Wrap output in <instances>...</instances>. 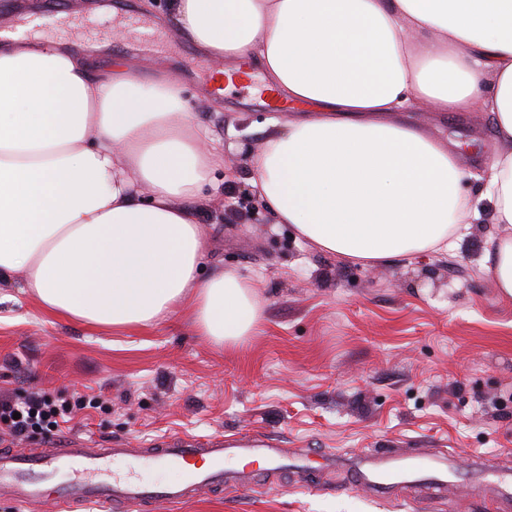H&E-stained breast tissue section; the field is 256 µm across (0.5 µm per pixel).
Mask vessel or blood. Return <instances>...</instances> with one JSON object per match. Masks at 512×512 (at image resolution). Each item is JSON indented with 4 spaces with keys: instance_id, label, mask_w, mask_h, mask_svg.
Returning a JSON list of instances; mask_svg holds the SVG:
<instances>
[{
    "instance_id": "1",
    "label": "vessel or blood",
    "mask_w": 512,
    "mask_h": 512,
    "mask_svg": "<svg viewBox=\"0 0 512 512\" xmlns=\"http://www.w3.org/2000/svg\"><path fill=\"white\" fill-rule=\"evenodd\" d=\"M281 456L273 443L250 438L229 444L217 439L205 445L168 438L151 448L121 442L90 447L72 441L45 451L0 449V495L24 505L54 499L89 512H128L133 505L181 503L230 480L245 482L246 463L269 464ZM232 459L243 460V467L226 470ZM174 466L183 472L180 481L153 480V473Z\"/></svg>"
}]
</instances>
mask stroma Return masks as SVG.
<instances>
[{
    "mask_svg": "<svg viewBox=\"0 0 512 512\" xmlns=\"http://www.w3.org/2000/svg\"><path fill=\"white\" fill-rule=\"evenodd\" d=\"M112 4L113 13L100 12ZM0 0V24L29 13L79 9L86 27L56 40H111L133 60L165 62L197 120L224 150V169L205 187L201 221L207 270L260 280L262 317L230 348L198 335L183 309L144 329H93L47 314L16 284L0 283V396L44 390L76 404L60 430L0 448L40 450L71 438L136 448L170 437L247 435L287 456L228 484L153 512H512L477 470L512 469V301L500 298L484 257L500 230L472 225L459 245L413 259L367 265L319 250L275 223L254 185L249 156L263 130L299 113L262 104L260 70L207 97L211 64L165 23L168 0ZM153 26L150 47L129 26ZM408 120L456 144L465 169L490 158L489 113L457 118L420 105ZM427 455L443 479L394 480L385 496L354 482L374 449Z\"/></svg>",
    "mask_w": 512,
    "mask_h": 512,
    "instance_id": "obj_1",
    "label": "stroma"
}]
</instances>
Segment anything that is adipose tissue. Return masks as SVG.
Wrapping results in <instances>:
<instances>
[{
    "label": "adipose tissue",
    "mask_w": 512,
    "mask_h": 512,
    "mask_svg": "<svg viewBox=\"0 0 512 512\" xmlns=\"http://www.w3.org/2000/svg\"><path fill=\"white\" fill-rule=\"evenodd\" d=\"M181 36L221 72L249 62L308 106L251 164L275 223L356 261L438 252L460 225L501 229L489 270L512 300V0H170ZM0 31V280L92 327L147 328L187 308L236 344L260 285L202 275L203 187L224 167L156 59L93 70L79 47ZM494 122L480 197L455 149L402 119L417 103Z\"/></svg>",
    "instance_id": "1"
}]
</instances>
